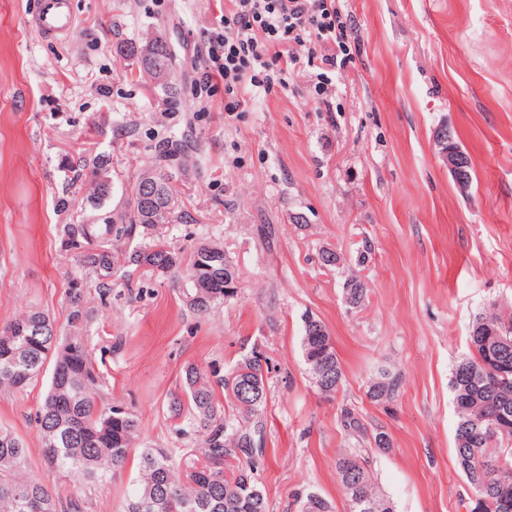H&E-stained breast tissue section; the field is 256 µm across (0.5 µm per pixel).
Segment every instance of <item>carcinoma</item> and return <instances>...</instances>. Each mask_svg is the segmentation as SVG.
Wrapping results in <instances>:
<instances>
[{"mask_svg": "<svg viewBox=\"0 0 512 512\" xmlns=\"http://www.w3.org/2000/svg\"><path fill=\"white\" fill-rule=\"evenodd\" d=\"M120 51L136 60L140 73L166 81L170 62L151 43L129 42ZM78 177L91 185L89 203L101 209L112 193L108 161L96 157ZM172 170L159 165L138 175L125 190L121 209L101 224H64L67 246L77 251L81 270L96 280L101 293L125 278L126 266L183 277L186 307L197 316L237 295L238 271L224 247L200 242L189 252L168 244L164 228L179 218ZM84 279H73L67 292L68 328L60 333L45 312L31 308L0 325V390L21 391L51 364L48 392L37 416L45 464L79 490L121 473L133 449L139 462L123 512H267L256 474L255 453L262 447L268 401L270 358L260 350L241 360L231 373L243 380L229 389L226 379H211L188 364L181 393L168 403L175 433L190 432L201 447L176 454L140 441L141 419L108 400L106 382L88 349ZM344 301L360 309L369 298L366 280L350 274ZM304 361L319 394L333 398L344 368L332 336L319 320L304 321ZM399 378L384 374L369 383L374 402L396 396ZM456 413L455 458L469 489L479 499L476 512H512V313L495 308L478 314L469 333V352L452 372ZM336 475L344 487L347 512H394L356 452L336 456ZM299 512H333L316 491L302 492ZM82 495L59 497L28 469V448L9 430L0 429V512H85Z\"/></svg>", "mask_w": 512, "mask_h": 512, "instance_id": "carcinoma-1", "label": "carcinoma"}]
</instances>
